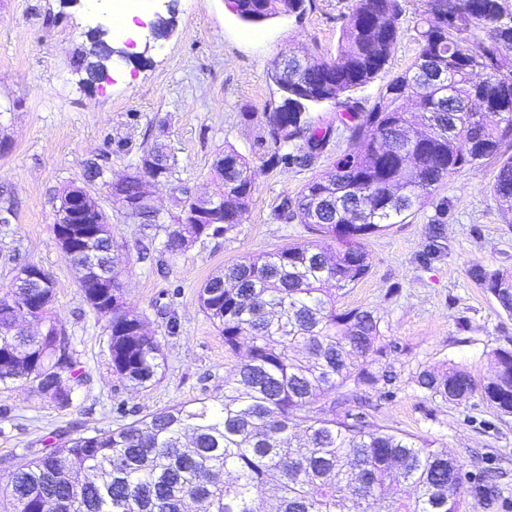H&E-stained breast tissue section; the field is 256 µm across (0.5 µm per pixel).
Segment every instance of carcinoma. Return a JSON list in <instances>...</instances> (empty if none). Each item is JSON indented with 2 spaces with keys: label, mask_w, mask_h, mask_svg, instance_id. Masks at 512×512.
I'll return each mask as SVG.
<instances>
[{
  "label": "carcinoma",
  "mask_w": 512,
  "mask_h": 512,
  "mask_svg": "<svg viewBox=\"0 0 512 512\" xmlns=\"http://www.w3.org/2000/svg\"><path fill=\"white\" fill-rule=\"evenodd\" d=\"M308 0H230L242 21L301 16ZM463 30L425 8L418 52L372 104L354 94L385 70L400 36L401 0H350L336 59L291 56L272 63L280 102L249 112L265 133L267 163L308 167L343 145L332 168L280 204L277 218L300 224L319 241L288 243L245 257L207 278L200 310L224 336V350L250 346L224 395L156 410L92 434H54L43 455L0 478V512H462L463 466L416 435L365 420L362 394L379 380L369 369L387 356L381 323L369 309L337 308L344 291L368 273L364 239L403 224L451 175L499 160L492 190L512 204V7L507 0H447ZM415 101L424 130L408 117ZM330 102L336 113L314 116ZM175 178L163 144L143 145L134 169ZM211 171L224 201V223H192L201 210L179 188L180 211L164 220L141 203L143 184L130 175L112 185V202L137 218L150 239L182 254L195 243L234 232L248 212L255 170L232 147ZM73 183L56 196V219L80 212L103 235L99 266L112 269V306L97 302L89 277L77 288L110 334L112 372L134 389L148 387L164 365L161 342L127 306L125 269L114 256L112 224L101 207L77 202ZM37 277L0 288V385L21 383L68 407L88 382L72 337L52 315L54 283ZM469 276L512 316V271L475 267ZM493 374L478 383L462 366L422 370L427 397L462 402L475 393L512 414V351L488 352Z\"/></svg>",
  "instance_id": "obj_1"
}]
</instances>
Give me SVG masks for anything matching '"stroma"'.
<instances>
[{
	"mask_svg": "<svg viewBox=\"0 0 512 512\" xmlns=\"http://www.w3.org/2000/svg\"><path fill=\"white\" fill-rule=\"evenodd\" d=\"M402 4L397 46L385 70L361 90L366 101L377 100L416 55L422 0ZM347 8L348 0H313L302 17L249 24L227 0H176L172 34L155 41L149 24L165 4L141 0L132 27L114 38L115 46H127L129 60L85 87L74 61L88 28L112 24V16L96 12L92 0H0V191L15 201L9 223L0 224V286L14 275L3 257L15 248L51 273L53 312L89 376L66 408L21 384L0 386V466L32 458L60 431L115 428L112 408L121 402L143 416L222 395L238 359L225 354L223 336L200 310L199 287L242 257L310 241L303 226L281 223L275 213L284 197L331 164L325 156L308 167L267 166L262 132L244 115L278 103L268 78L277 58L335 57ZM151 134L165 144L180 178L149 187L162 216L176 212L179 186L211 193V163L225 145L250 158L256 177L249 211L232 234L178 256L155 239L151 251L161 267L129 269L124 298L165 357L155 382L136 390L113 374L106 323L84 302L51 226L55 194L74 182L108 214L115 244L135 254L139 227L113 206L104 181L126 173ZM94 162L106 167L105 178H89ZM496 171L490 160L458 172L406 223L369 236L370 270L339 300L343 307L374 310L389 342L384 364L395 377L370 390L380 405L369 422L447 449L461 462L466 486L498 479L493 508L469 495L464 512H512V415L478 394L461 405L426 398L414 379L422 370L456 364L481 381L492 372L489 351L512 348V317L468 276L474 266L512 270V210L492 191ZM166 309L177 319L176 334L167 332Z\"/></svg>",
	"mask_w": 512,
	"mask_h": 512,
	"instance_id": "stroma-1",
	"label": "stroma"
}]
</instances>
